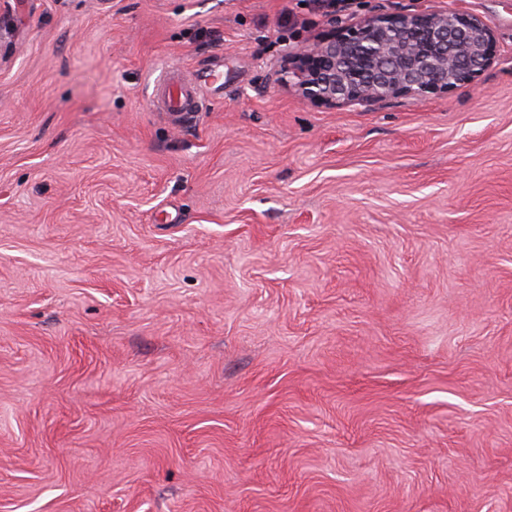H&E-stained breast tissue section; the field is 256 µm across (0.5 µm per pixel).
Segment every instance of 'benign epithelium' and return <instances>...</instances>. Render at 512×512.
Listing matches in <instances>:
<instances>
[{
    "label": "benign epithelium",
    "mask_w": 512,
    "mask_h": 512,
    "mask_svg": "<svg viewBox=\"0 0 512 512\" xmlns=\"http://www.w3.org/2000/svg\"><path fill=\"white\" fill-rule=\"evenodd\" d=\"M491 42L484 21L461 11L374 14L347 24L337 41L286 52L275 80L326 107L422 101L477 80L492 61Z\"/></svg>",
    "instance_id": "1"
}]
</instances>
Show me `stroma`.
I'll use <instances>...</instances> for the list:
<instances>
[{
  "label": "stroma",
  "instance_id": "35a3bbf8",
  "mask_svg": "<svg viewBox=\"0 0 512 512\" xmlns=\"http://www.w3.org/2000/svg\"><path fill=\"white\" fill-rule=\"evenodd\" d=\"M445 9L475 83L275 81ZM0 512H512V0H0ZM492 32L456 10L374 14L347 24L345 36L286 51L277 83L317 105H356L407 97L422 101L473 83L491 63ZM174 71H170L164 79L163 92L160 98L164 99V105L167 112H180L185 120L194 118L197 112L196 98L194 92V83L185 81L181 76H172Z\"/></svg>",
  "mask_w": 512,
  "mask_h": 512
}]
</instances>
